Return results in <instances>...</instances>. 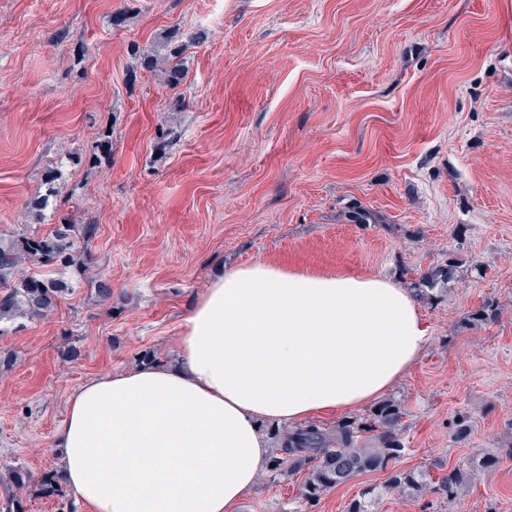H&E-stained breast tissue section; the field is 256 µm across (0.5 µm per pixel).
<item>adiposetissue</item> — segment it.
I'll return each instance as SVG.
<instances>
[{"instance_id": "adipose-tissue-1", "label": "adipose tissue", "mask_w": 512, "mask_h": 512, "mask_svg": "<svg viewBox=\"0 0 512 512\" xmlns=\"http://www.w3.org/2000/svg\"><path fill=\"white\" fill-rule=\"evenodd\" d=\"M429 340L414 297L387 277L230 269L185 319L178 364L72 390L52 438L59 470L93 512H236L269 466L263 425L379 398Z\"/></svg>"}]
</instances>
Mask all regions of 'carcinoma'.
Wrapping results in <instances>:
<instances>
[{"label": "carcinoma", "instance_id": "cac0c4a2", "mask_svg": "<svg viewBox=\"0 0 512 512\" xmlns=\"http://www.w3.org/2000/svg\"><path fill=\"white\" fill-rule=\"evenodd\" d=\"M95 233L93 224L79 228L74 224H58L48 235L0 236V323L43 317L69 292L62 280L51 275L24 274L22 263H56L64 268L82 269L93 261L89 242ZM455 274L453 261L432 269L421 276L419 294L432 296L437 287L449 284ZM405 415L402 404L389 400L358 422L344 421L330 429L316 424L271 429L268 434L277 447V456L271 459L270 480L274 482L305 471L298 496V503L305 510L359 473L389 471L390 465L404 452L400 423ZM366 433L372 434L373 444L363 439ZM496 465L494 458L486 457L470 466H456L448 471L437 463L420 470H394L390 471L383 491L398 495L429 491L452 508L460 490ZM8 477L20 493L33 483L32 474L22 466L10 468ZM379 495L374 488L363 492L350 503L347 512H374Z\"/></svg>", "mask_w": 512, "mask_h": 512}]
</instances>
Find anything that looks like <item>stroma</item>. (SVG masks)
I'll list each match as a JSON object with an SVG mask.
<instances>
[{"label":"stroma","mask_w":512,"mask_h":512,"mask_svg":"<svg viewBox=\"0 0 512 512\" xmlns=\"http://www.w3.org/2000/svg\"><path fill=\"white\" fill-rule=\"evenodd\" d=\"M134 45L154 71L136 70ZM106 131L111 153L89 164ZM55 165L57 206L36 212ZM355 204L380 223L349 221ZM62 220L96 225L93 261L66 271L54 311L0 336V512L9 467L57 472L69 393L146 350L175 362L225 268L414 291L450 259L455 280L419 303L429 345L386 394L406 409L395 466L497 456L455 509L512 512V0H0V233ZM489 301L496 318L469 323ZM386 478L362 473L311 512H346ZM302 480L260 476L238 512H295Z\"/></svg>","instance_id":"1"}]
</instances>
